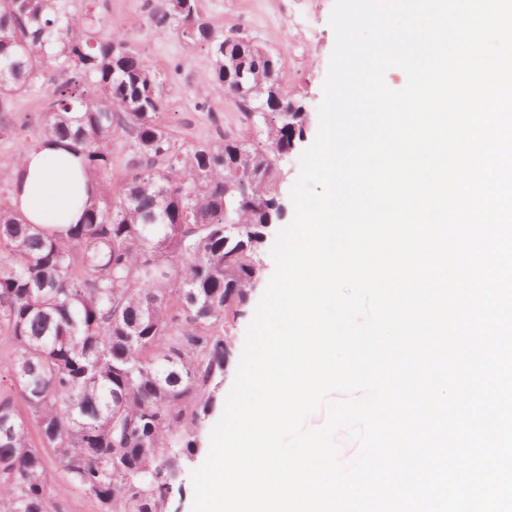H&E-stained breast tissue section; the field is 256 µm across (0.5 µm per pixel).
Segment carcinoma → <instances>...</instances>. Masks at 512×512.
<instances>
[{"label": "carcinoma", "mask_w": 512, "mask_h": 512, "mask_svg": "<svg viewBox=\"0 0 512 512\" xmlns=\"http://www.w3.org/2000/svg\"><path fill=\"white\" fill-rule=\"evenodd\" d=\"M191 4L168 0L149 25L174 22L208 48L240 126L219 144L184 147L157 122L160 79L131 49L132 33L97 38L63 0H0V96L38 86L54 66L42 136L79 147L101 182L64 236L0 199V335L12 347L0 512H61L46 448L96 512H170L172 473L201 451L195 430L224 401V372L238 359L224 326L250 307L257 253L283 228L276 158L302 138L306 112L274 56ZM262 104L269 121L253 111ZM114 136L134 152L115 195L104 184Z\"/></svg>", "instance_id": "cac0c4a2"}]
</instances>
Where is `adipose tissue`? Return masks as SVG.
Segmentation results:
<instances>
[{
    "instance_id": "ef3b65f1",
    "label": "adipose tissue",
    "mask_w": 512,
    "mask_h": 512,
    "mask_svg": "<svg viewBox=\"0 0 512 512\" xmlns=\"http://www.w3.org/2000/svg\"><path fill=\"white\" fill-rule=\"evenodd\" d=\"M98 193L79 155L52 137L28 148L12 173V206L28 223L51 231L79 223Z\"/></svg>"
}]
</instances>
